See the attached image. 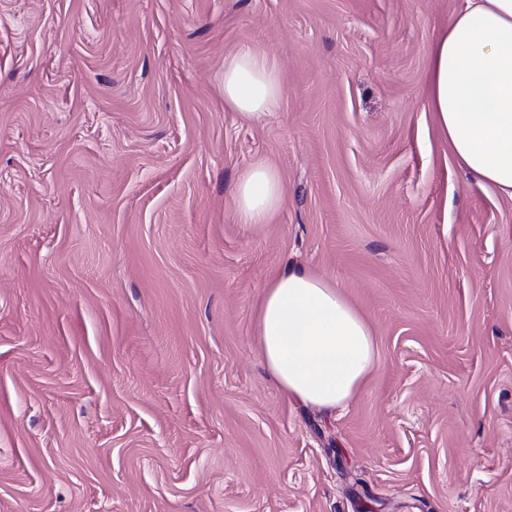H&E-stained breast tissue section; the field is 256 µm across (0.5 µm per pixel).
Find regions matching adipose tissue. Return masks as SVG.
Here are the masks:
<instances>
[{
	"instance_id": "obj_1",
	"label": "adipose tissue",
	"mask_w": 512,
	"mask_h": 512,
	"mask_svg": "<svg viewBox=\"0 0 512 512\" xmlns=\"http://www.w3.org/2000/svg\"><path fill=\"white\" fill-rule=\"evenodd\" d=\"M279 67L248 48L224 59V106L254 120L277 109ZM427 104L457 166L512 198V0H464L436 38ZM239 224L259 228L281 210L279 171L263 160L238 176ZM254 334L263 364L291 400L331 410L363 388L376 363L367 318L335 282L294 266L261 290Z\"/></svg>"
}]
</instances>
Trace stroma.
Wrapping results in <instances>:
<instances>
[{
    "label": "stroma",
    "mask_w": 512,
    "mask_h": 512,
    "mask_svg": "<svg viewBox=\"0 0 512 512\" xmlns=\"http://www.w3.org/2000/svg\"><path fill=\"white\" fill-rule=\"evenodd\" d=\"M462 0H0V512H512V199L426 72ZM282 73L224 107L225 56ZM264 159L285 204L238 224ZM367 317L335 412L253 338L291 263ZM282 80L279 67L248 48L224 58V107L244 120L264 117L279 106ZM231 199L239 224L249 228L270 224L285 200L279 171L264 160L253 162L239 174Z\"/></svg>",
    "instance_id": "35a3bbf8"
}]
</instances>
